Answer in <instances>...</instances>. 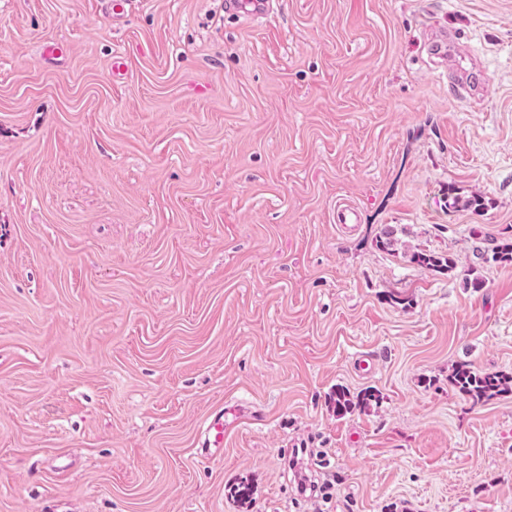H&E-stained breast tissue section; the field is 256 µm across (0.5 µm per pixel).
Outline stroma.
Returning <instances> with one entry per match:
<instances>
[{
  "label": "stroma",
  "mask_w": 512,
  "mask_h": 512,
  "mask_svg": "<svg viewBox=\"0 0 512 512\" xmlns=\"http://www.w3.org/2000/svg\"><path fill=\"white\" fill-rule=\"evenodd\" d=\"M269 2L0 0V512H512V0ZM511 379L503 374L479 373L467 365L456 367L451 374V382L476 403L490 400L506 391ZM378 395L372 389H365L356 396H352L346 390H336V413L340 415L352 412L355 408L367 407L371 402L376 401Z\"/></svg>",
  "instance_id": "stroma-1"
}]
</instances>
